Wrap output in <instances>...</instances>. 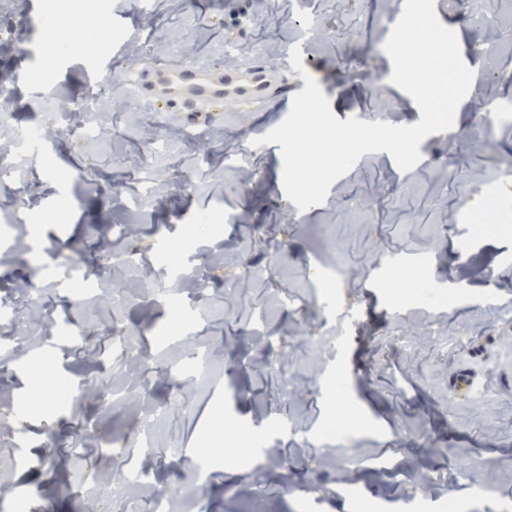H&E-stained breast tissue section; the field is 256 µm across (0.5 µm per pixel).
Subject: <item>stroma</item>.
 Segmentation results:
<instances>
[{
  "label": "stroma",
  "instance_id": "obj_1",
  "mask_svg": "<svg viewBox=\"0 0 512 512\" xmlns=\"http://www.w3.org/2000/svg\"><path fill=\"white\" fill-rule=\"evenodd\" d=\"M107 49L55 58L46 84H13L12 128L39 125L43 149L15 156L0 184V512H140L159 493L179 512H512V225L475 233L484 205L512 217V121L486 150L475 113L512 109V0H472L498 32L488 53L452 0H435L475 72L452 127L420 162L364 154L326 200L286 198L275 100L224 94L190 126L142 101L136 75L198 63L296 93L300 47L339 120L413 125L421 113L390 83L381 44L404 0H82ZM47 0H0V71L33 74L46 52ZM119 80L94 103L97 139L58 132L63 103H84L91 60ZM57 98H49L48 89ZM168 148L149 153L151 142ZM66 212L68 222L48 220ZM209 216L211 231L200 230ZM132 264L103 249L128 225ZM49 283L52 332L6 313L34 275ZM218 355L196 372L194 343ZM60 382L52 412L29 408L31 364ZM165 409L154 432L102 405L97 390Z\"/></svg>",
  "mask_w": 512,
  "mask_h": 512
}]
</instances>
